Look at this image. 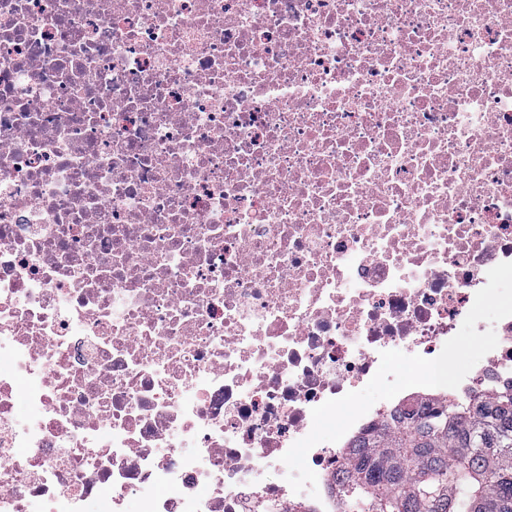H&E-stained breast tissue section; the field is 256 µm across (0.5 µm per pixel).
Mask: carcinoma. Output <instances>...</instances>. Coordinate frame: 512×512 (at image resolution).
Instances as JSON below:
<instances>
[{
	"label": "carcinoma",
	"mask_w": 512,
	"mask_h": 512,
	"mask_svg": "<svg viewBox=\"0 0 512 512\" xmlns=\"http://www.w3.org/2000/svg\"><path fill=\"white\" fill-rule=\"evenodd\" d=\"M512 512V385L406 412L358 444L342 512Z\"/></svg>",
	"instance_id": "1"
}]
</instances>
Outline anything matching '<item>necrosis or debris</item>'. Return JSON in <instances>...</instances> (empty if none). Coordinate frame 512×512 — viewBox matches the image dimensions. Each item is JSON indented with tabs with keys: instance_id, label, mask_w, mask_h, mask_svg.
I'll list each match as a JSON object with an SVG mask.
<instances>
[{
	"instance_id": "1",
	"label": "necrosis or debris",
	"mask_w": 512,
	"mask_h": 512,
	"mask_svg": "<svg viewBox=\"0 0 512 512\" xmlns=\"http://www.w3.org/2000/svg\"><path fill=\"white\" fill-rule=\"evenodd\" d=\"M502 262L512 0H0V512H342L369 428L512 382V317L315 496L312 409Z\"/></svg>"
}]
</instances>
